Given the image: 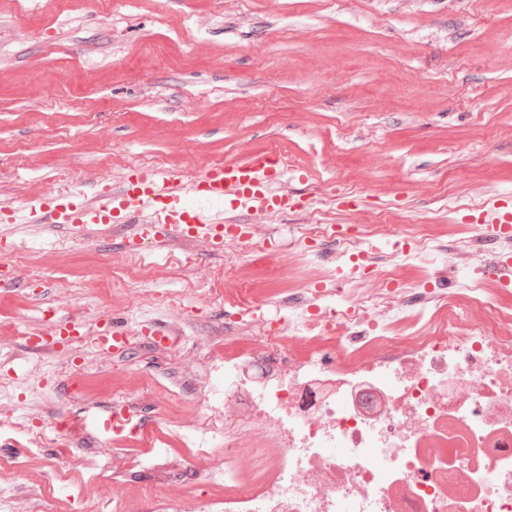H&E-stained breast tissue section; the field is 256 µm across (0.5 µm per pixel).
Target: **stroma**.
Instances as JSON below:
<instances>
[{
  "mask_svg": "<svg viewBox=\"0 0 512 512\" xmlns=\"http://www.w3.org/2000/svg\"><path fill=\"white\" fill-rule=\"evenodd\" d=\"M81 152H73L74 142ZM265 147L288 159L284 189L314 198L313 212L353 194L347 231L376 219L400 234L416 227L475 236L485 188L512 194V0H0V205L42 197L46 183L94 181L102 163L120 183L128 165L186 175ZM302 214H268L235 255L198 247L190 256L130 244L123 230L72 237L37 223L6 224L0 252L18 285L0 312V466L42 512H108L51 461V448L18 445L9 428L32 403L95 416L135 405L152 427L144 446L101 438L97 454L113 491L135 512H192L224 495V477L202 442L197 408L174 383L198 375V357L246 350L224 344V318L241 294L259 300L254 325L277 320L279 296L323 289L333 247L310 261ZM115 269L100 281L98 269ZM485 280L512 307V269L488 277L483 262L458 266L451 285ZM57 316H101L134 330L168 325L176 346L140 339L124 354L96 344L49 356L23 335L47 307Z\"/></svg>",
  "mask_w": 512,
  "mask_h": 512,
  "instance_id": "1",
  "label": "stroma"
}]
</instances>
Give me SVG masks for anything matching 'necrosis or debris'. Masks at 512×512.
<instances>
[{
    "instance_id": "1",
    "label": "necrosis or debris",
    "mask_w": 512,
    "mask_h": 512,
    "mask_svg": "<svg viewBox=\"0 0 512 512\" xmlns=\"http://www.w3.org/2000/svg\"><path fill=\"white\" fill-rule=\"evenodd\" d=\"M305 231L369 272L344 282L339 309L321 314L317 297H289L316 317L281 320L248 352L225 356L223 411L211 387L187 382L203 428L224 431L215 469L232 472L234 449L247 446L261 480L227 481L223 500L202 501L201 512H512V336L485 326L503 314L491 290L467 286L484 317L464 321L434 289L387 292L401 255L375 242L390 225L352 237L326 217ZM404 311L416 324L399 334ZM301 333L336 343L309 357L282 349Z\"/></svg>"
}]
</instances>
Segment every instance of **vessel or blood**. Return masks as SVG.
I'll return each instance as SVG.
<instances>
[{
	"instance_id": "obj_1",
	"label": "vessel or blood",
	"mask_w": 512,
	"mask_h": 512,
	"mask_svg": "<svg viewBox=\"0 0 512 512\" xmlns=\"http://www.w3.org/2000/svg\"><path fill=\"white\" fill-rule=\"evenodd\" d=\"M288 171L283 154L274 147L252 151L223 165L203 169L192 179L175 171L133 170L116 189L87 198L81 192L44 199L48 223L66 233L88 224L112 223L115 215L135 224L141 240L158 243L176 234L224 246V224L211 218L205 203L223 204L225 211L243 209L277 211L296 204L294 197L279 192ZM484 229L491 235L512 236V199L495 196L483 208ZM101 425L113 439L128 441L145 435L140 425H130L124 408L113 405Z\"/></svg>"
}]
</instances>
